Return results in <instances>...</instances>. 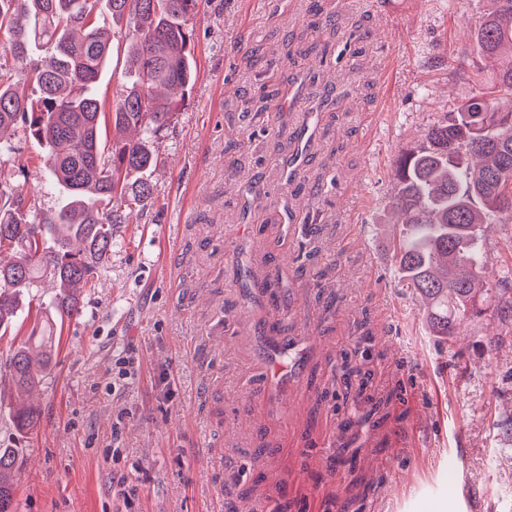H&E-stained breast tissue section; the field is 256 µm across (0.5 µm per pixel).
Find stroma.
<instances>
[{"label":"stroma","mask_w":512,"mask_h":512,"mask_svg":"<svg viewBox=\"0 0 512 512\" xmlns=\"http://www.w3.org/2000/svg\"><path fill=\"white\" fill-rule=\"evenodd\" d=\"M200 0L191 91L161 133L152 201L83 314L57 326L24 451L19 512H512V330L441 343L400 282L391 168L428 121L483 91L473 47L489 0ZM117 38L103 111L128 83ZM315 116L290 180L294 127ZM44 152L19 142L0 184L58 209ZM296 210L302 223L286 222ZM483 275L512 276V223L486 228ZM0 332V374L28 336ZM393 319H386L384 305ZM497 334L501 347L483 349ZM395 394L380 428L364 394Z\"/></svg>","instance_id":"1"}]
</instances>
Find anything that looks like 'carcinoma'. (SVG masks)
Wrapping results in <instances>:
<instances>
[{"label":"carcinoma","mask_w":512,"mask_h":512,"mask_svg":"<svg viewBox=\"0 0 512 512\" xmlns=\"http://www.w3.org/2000/svg\"><path fill=\"white\" fill-rule=\"evenodd\" d=\"M198 0H0V163L15 139L45 151L63 205L41 214L19 192L0 186V327L16 322L20 296L46 275L57 291L43 302L39 329L11 354L8 369L20 393L37 386L54 354L45 332L81 315L78 285L94 282L116 246L113 227L124 211L152 200L150 180L160 132L185 97L195 68L189 20ZM474 33L479 55L497 62L486 91L426 124L420 146L402 152L392 171L388 206L402 217L392 243L399 279L425 304L431 335L445 342L469 320L493 317L512 329V280L493 286L482 275L485 224L512 223V0H491ZM125 24L131 83L113 112L117 132L101 141L99 75L115 28ZM34 429V406L12 414ZM20 449L0 447V512H17Z\"/></svg>","instance_id":"cac0c4a2"}]
</instances>
